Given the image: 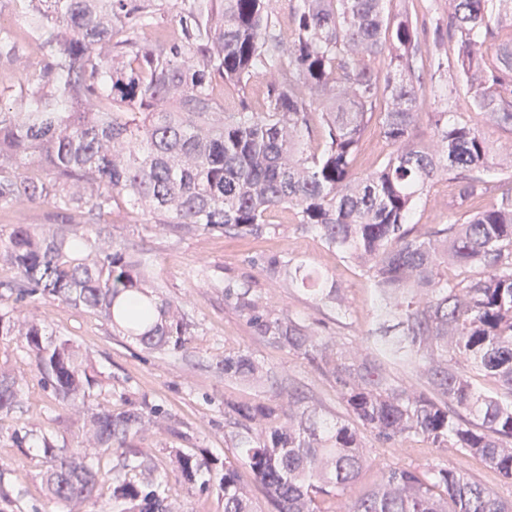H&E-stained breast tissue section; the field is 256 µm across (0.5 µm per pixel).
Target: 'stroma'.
I'll return each mask as SVG.
<instances>
[{
    "label": "stroma",
    "instance_id": "1",
    "mask_svg": "<svg viewBox=\"0 0 512 512\" xmlns=\"http://www.w3.org/2000/svg\"><path fill=\"white\" fill-rule=\"evenodd\" d=\"M114 237L150 256L153 274L168 298L183 305L195 325L187 353H159L143 349L135 340L114 333L96 314L50 298L28 299L30 316L39 319L49 333L68 339L92 357L98 383L92 402H106L121 409L148 398L163 409L176 429L161 438L148 437V448L157 470L182 512H221L215 492L186 488L172 471L170 449L193 452L204 448L215 457L233 460L228 441L230 427L224 418L225 399L246 400L255 391L245 384L225 379L219 365L225 348L250 351L279 369L292 374L303 388L317 394L329 415L341 407L331 382L306 360L285 350H270L257 344L244 318L226 301L221 282L231 281L261 291L270 308L299 316L323 336L345 342L376 346L397 335L395 321L379 318L372 290L350 265L327 250L320 239L293 224L288 211H276V233L256 239L227 236L214 231L175 239L155 231L151 225L131 223L125 213L112 216ZM268 254L306 260L334 277L346 293L347 309L338 313L293 288L270 284L262 268ZM0 365L16 377L21 403L11 414L0 415V461L10 469L0 476V512H102L110 500L111 487L97 485L91 497L79 503L51 500L45 483L49 466L36 442L16 447L12 434L30 427L48 436L58 450L75 447L81 433L78 419H67L53 393L46 389L20 340L0 336ZM367 462L352 488L362 494L373 488L382 473L394 466L425 468L437 463L468 473L484 482L497 496L512 501V481L498 479L477 459L446 448H428L415 442L399 448L367 447Z\"/></svg>",
    "mask_w": 512,
    "mask_h": 512
}]
</instances>
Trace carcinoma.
I'll return each mask as SVG.
<instances>
[{"label": "carcinoma", "instance_id": "obj_1", "mask_svg": "<svg viewBox=\"0 0 512 512\" xmlns=\"http://www.w3.org/2000/svg\"><path fill=\"white\" fill-rule=\"evenodd\" d=\"M39 48L29 68L19 35L0 28V59L26 72L14 104L0 105V209L49 203L58 221L15 224L0 235V336L25 344L44 384L82 418L68 453L42 437L46 485L58 502L87 498L112 481L131 512H181L152 458L130 443L174 432L142 399L117 411L87 406L90 357L45 337L25 315L35 295L99 314L112 331L150 351L184 350L194 324L159 295L142 250L112 236L107 216L140 212L179 239L203 232L262 238L278 209L357 269L402 335L366 350L321 336L276 312L252 288L224 298L256 341L286 349L334 384L343 413L329 417L252 352L224 349V376L275 398L224 402L237 463L169 452L186 484L205 472L223 512H254L237 466L247 468L274 512H512L481 482L446 465L395 466L367 493H348L366 462V439L384 448L417 439L479 459L512 480V185L488 179L512 169V146L486 140L491 123L512 136V41L491 61L486 43L512 23V0H448L428 41L426 22L384 0H296L285 35L270 0H11ZM177 22L168 33L164 17ZM457 56L455 78L472 115L448 122L427 111L421 79L444 70L434 48ZM270 73L262 97L250 84ZM426 124L437 146L418 138ZM392 151L356 172L371 129ZM43 168V177L27 174ZM455 183V219L420 227L414 205L439 181ZM268 279L332 310L342 286L296 257L264 261ZM403 367L409 384L389 368ZM492 379L497 390H485ZM20 402L0 367V414ZM121 450L111 476L96 454Z\"/></svg>", "mask_w": 512, "mask_h": 512}]
</instances>
